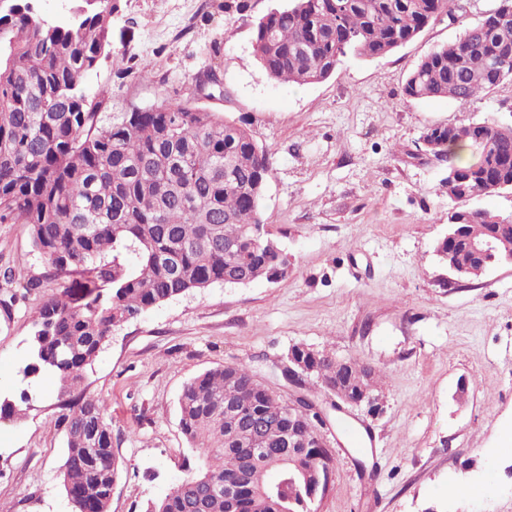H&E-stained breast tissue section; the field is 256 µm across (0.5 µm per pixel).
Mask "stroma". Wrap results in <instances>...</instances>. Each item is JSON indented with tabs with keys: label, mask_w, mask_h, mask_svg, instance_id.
I'll use <instances>...</instances> for the list:
<instances>
[{
	"label": "stroma",
	"mask_w": 512,
	"mask_h": 512,
	"mask_svg": "<svg viewBox=\"0 0 512 512\" xmlns=\"http://www.w3.org/2000/svg\"><path fill=\"white\" fill-rule=\"evenodd\" d=\"M203 0H122L112 55L89 81L113 111L185 97L216 62L226 117L245 122L270 152L259 216L287 257L286 278L216 284L171 299L116 330L85 379L112 426L124 469L111 512H143L168 494L200 451L178 426V398L200 373L242 362L287 396L274 364L303 343L331 346L383 370L382 410L349 409L369 455L345 431L321 427L334 459L317 512H512V265L466 286L449 284L435 247L448 214L485 209L512 222V190L466 202L448 196V167L419 155L434 125L486 118L512 126V81L468 105L404 93L413 67L458 40L496 0H464L414 39L375 59L350 56L314 84L270 79L253 51L254 23L277 0L203 14ZM219 45L211 55V45ZM146 64L149 80L130 75ZM45 267L23 224H0V397L16 374L42 294L26 293ZM24 419L0 421V512H72L59 467L65 434L58 388L38 382ZM468 486V495H449Z\"/></svg>",
	"instance_id": "1"
}]
</instances>
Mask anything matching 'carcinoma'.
<instances>
[{"mask_svg":"<svg viewBox=\"0 0 512 512\" xmlns=\"http://www.w3.org/2000/svg\"><path fill=\"white\" fill-rule=\"evenodd\" d=\"M77 25L41 27L16 6L0 15V224H25L46 270L26 282L46 292L28 336L23 378H56L70 398L58 424L68 499L110 512L122 462L104 404L79 393L113 331L156 305L213 284L284 278L288 260L259 217L270 154L248 130L204 104L224 95L220 71H199L187 96L123 112L88 93L112 55L120 0L96 9L74 0ZM459 0H285L254 24L253 50L270 79L320 82L343 58H381L416 37ZM512 80V11L490 13L459 40L425 56L404 87L413 99L461 106ZM420 151L459 171L480 196L512 174V127L485 119L438 125ZM468 153L467 159L459 151ZM466 227L500 223L484 209L448 217ZM313 367L305 396L290 404L244 363L209 369L178 399L179 427L203 449L199 468L144 512H315L332 473L322 448L312 387L360 394L344 359L295 344ZM32 396L0 402V419H20ZM293 431L307 443L290 464L280 455ZM234 483L216 493L211 480ZM203 508H198V504Z\"/></svg>","mask_w":512,"mask_h":512,"instance_id":"1","label":"carcinoma"}]
</instances>
